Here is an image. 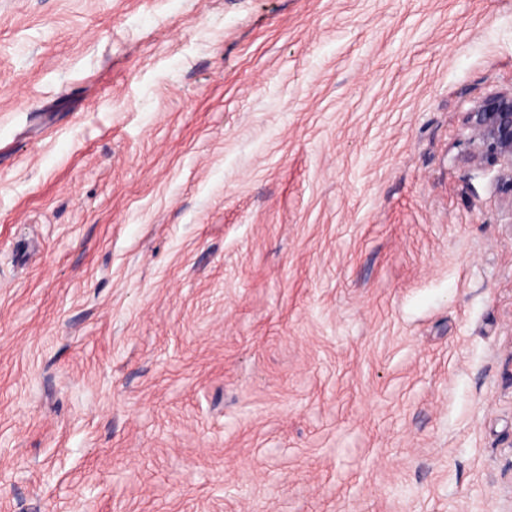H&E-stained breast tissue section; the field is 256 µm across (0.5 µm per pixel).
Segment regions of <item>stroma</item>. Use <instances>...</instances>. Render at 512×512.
<instances>
[{
  "instance_id": "35a3bbf8",
  "label": "stroma",
  "mask_w": 512,
  "mask_h": 512,
  "mask_svg": "<svg viewBox=\"0 0 512 512\" xmlns=\"http://www.w3.org/2000/svg\"><path fill=\"white\" fill-rule=\"evenodd\" d=\"M512 0H0V512H512ZM463 117V143L472 161L499 166L497 191L512 203V89L480 101Z\"/></svg>"
}]
</instances>
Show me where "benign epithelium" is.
<instances>
[{"instance_id":"obj_1","label":"benign epithelium","mask_w":512,"mask_h":512,"mask_svg":"<svg viewBox=\"0 0 512 512\" xmlns=\"http://www.w3.org/2000/svg\"><path fill=\"white\" fill-rule=\"evenodd\" d=\"M462 129L470 160L498 167L497 191L512 202V89L474 105Z\"/></svg>"}]
</instances>
